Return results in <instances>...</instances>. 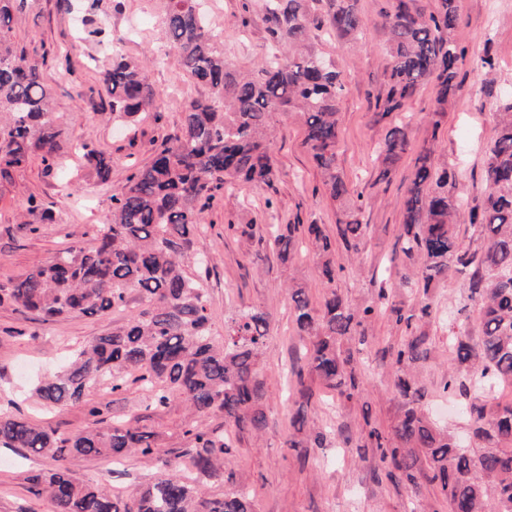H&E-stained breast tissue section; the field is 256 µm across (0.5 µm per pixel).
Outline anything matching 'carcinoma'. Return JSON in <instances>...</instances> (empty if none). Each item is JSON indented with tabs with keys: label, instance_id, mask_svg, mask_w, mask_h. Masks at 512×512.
<instances>
[{
	"label": "carcinoma",
	"instance_id": "cac0c4a2",
	"mask_svg": "<svg viewBox=\"0 0 512 512\" xmlns=\"http://www.w3.org/2000/svg\"><path fill=\"white\" fill-rule=\"evenodd\" d=\"M23 4L0 0V178L10 177L34 152H41L48 167L60 152L41 63L10 40L13 11ZM165 4L164 37L184 71L209 86V95L190 103L180 133L166 138L151 162L131 173L112 195L111 218L99 225L94 247L67 248L11 287H0V303L12 302L45 323L64 314L124 308L133 292L142 308L93 337L59 373L34 388L46 408L87 405L94 426L61 433L0 411V448L25 449L61 463L30 477L33 486L48 491L54 512H252L242 488L221 498H208L199 488L201 477L224 479V456L231 446L215 429L188 426L189 465L137 488L126 502L82 480L63 462L72 457L121 460L131 453L155 456L153 435L107 417L105 409L88 400L94 384L110 380L112 389H120L128 374L148 391V409L178 398L198 418L224 415V424L240 434L257 436L265 430V383L258 358L271 316L257 307L241 311L225 322L224 342H217L210 333L207 292L187 274L183 259L203 228L202 213L214 191L273 185L277 170L269 151L270 117L297 112L305 126L304 144L328 197L342 207V219L334 236L320 224L305 229L327 288L322 306H311L305 286L296 283L288 289L297 333L306 342V369L295 371L300 405L291 420L301 439L290 446L308 448L325 439L306 413L316 397L313 382L346 400L359 392L353 354L344 339L357 335L364 343L365 334L357 328L381 313L411 328L412 320L431 316L434 289L456 277L480 307L481 334L474 345L464 334L456 338V359L470 364V371L463 380L448 376L443 390L467 399L478 450L459 445L420 405L424 392L413 368L429 351L424 332H411L398 347L384 351L395 369L393 398L398 403L390 431L366 418L355 435L376 449L389 468L388 479L415 485L423 477L436 486L446 512H512V399L487 400L502 380L512 381V100L502 105L496 138L485 153L488 192L469 211L480 245L471 249L460 241L456 223L462 203L448 190L454 174L435 166V144L427 143L415 158L400 249L385 268V281L398 279V287L414 294L418 304L405 315L381 287L377 300L354 307L334 287L343 270L336 263V245L359 252L367 225L362 203L352 198L337 163L344 85L316 49L315 32L357 40L364 31L359 0H265L267 33L278 49L248 73L224 60L201 0ZM381 18L390 75L385 94L377 99L375 121L385 127L377 150L378 179L388 181L409 146L405 105L423 84H433L438 107L430 122L437 135L448 95L457 88L464 49L456 38L458 0H438L429 13L417 0H391ZM102 84L118 119L133 121L158 107L144 64L121 54L103 72ZM77 151L101 181L109 180L111 157L88 143ZM298 229L297 224H274L268 230L269 244L284 263L295 255Z\"/></svg>",
	"mask_w": 512,
	"mask_h": 512
}]
</instances>
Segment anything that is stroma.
I'll return each mask as SVG.
<instances>
[{
  "label": "stroma",
  "instance_id": "obj_1",
  "mask_svg": "<svg viewBox=\"0 0 512 512\" xmlns=\"http://www.w3.org/2000/svg\"><path fill=\"white\" fill-rule=\"evenodd\" d=\"M264 0H206L213 27L221 32L224 57L235 67L252 69L267 57L271 43L262 21ZM87 0H26L14 12L11 37L29 57L41 60L42 78L53 93L62 119L56 129L62 146L60 163L46 168L40 154L0 180V286H11L68 247L90 248L99 224L112 210V196L125 184L134 168L148 164L163 138L181 130L183 114L196 99L205 98L206 86L179 68L174 50L163 36V0H98L87 10ZM366 23L357 44L332 38L321 42L344 84L339 104L340 133L336 145L339 165L347 182L363 203L368 226L358 255L338 252L344 265L335 285L338 293L362 305L376 299L381 274L396 248L402 224L403 203L424 141L437 142L438 155L455 165L458 176L452 192L471 208L488 190L484 156L497 133L499 109L512 97V0H459L458 36L466 48L459 64L456 91L449 95L440 130L428 116L437 106L434 85L419 89L405 110L410 115L411 147L390 181L378 178L376 151L385 129L376 125V99L388 79L386 34L379 14L386 0H360ZM99 28L98 39L80 38L81 18ZM149 60L147 80L157 94L158 116H145L119 126L109 117V99L102 96L101 75L110 67L113 52ZM492 53L499 67L485 74L484 53ZM275 137L270 152L278 170L272 186L247 187L235 194L216 193L204 213L205 230L193 239L191 252L207 259L206 267L188 262L186 271L200 277L209 298L210 327L216 339L224 337V322L236 311L255 306L271 316V327L260 358L265 381L268 427L262 437L231 435V455L225 470L232 481L204 480L207 497L219 498L231 485L245 487L255 512H432L437 492L432 485L394 482L384 478V468L370 448L345 444L344 438L363 417L381 430H390L397 407L392 399L394 372L382 365L378 353L400 342L403 327L380 318L366 327V343L355 356L363 391L345 401L333 391L321 398L309 415L325 434L322 446L301 450L290 447L296 409L288 396L290 371L305 363V344L296 333L287 286L304 283L313 307H320L326 289L319 277L318 260L305 233H298V250L284 264L269 247L264 228L269 224H322L335 232L338 205L323 193L318 170L304 144L300 116L293 112L272 117ZM110 155L112 174L103 182L81 166L74 149L81 142ZM37 198L51 220L29 211ZM228 224H251L252 239L228 236ZM140 309L130 301L125 309L103 315L81 314L44 323L9 303L0 304V409H11L62 433L91 426L85 407L65 405L42 410L33 393L38 377L59 370L71 352L106 328L124 323ZM431 349L427 360L415 368L423 383V404L431 418L447 428L465 447H472L470 422L463 397L443 394V379L450 370L465 374L449 347L453 336L465 333L477 340L479 312L468 302L456 279L435 292L433 312L421 326ZM93 403L107 407L111 417L134 420L153 432L158 454L137 456L115 463L111 459L78 458L69 468L80 478L108 489L129 493L140 485L167 476L172 467L188 462L183 429L192 420L180 400L168 407L150 409L146 392L137 383L112 390L106 383L90 391ZM49 457L0 448V512H53L46 491H35L28 477L56 468Z\"/></svg>",
  "mask_w": 512,
  "mask_h": 512
}]
</instances>
